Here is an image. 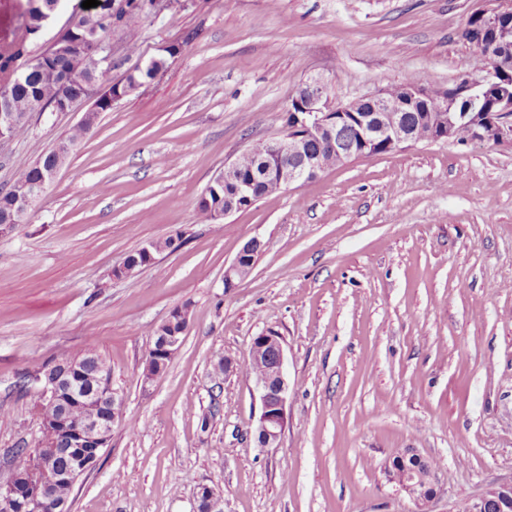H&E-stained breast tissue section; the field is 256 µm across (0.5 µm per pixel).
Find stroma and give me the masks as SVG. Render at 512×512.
Masks as SVG:
<instances>
[{
	"instance_id": "35a3bbf8",
	"label": "stroma",
	"mask_w": 512,
	"mask_h": 512,
	"mask_svg": "<svg viewBox=\"0 0 512 512\" xmlns=\"http://www.w3.org/2000/svg\"><path fill=\"white\" fill-rule=\"evenodd\" d=\"M484 0H171L134 35L113 30L108 84L177 45L155 80L100 113L24 223L0 224V483L41 438L24 375L94 345L136 432L77 482L69 512H448L512 481V143L420 142L359 157L198 220L212 179L281 136L299 84L346 104L470 68L461 33ZM90 102L33 113L0 147V190L78 124ZM179 236L116 278L128 253ZM266 244L232 289L224 270ZM189 305L167 371L142 383L150 327ZM285 351L288 424L253 436L255 336ZM439 460L425 507L391 482L392 457Z\"/></svg>"
}]
</instances>
